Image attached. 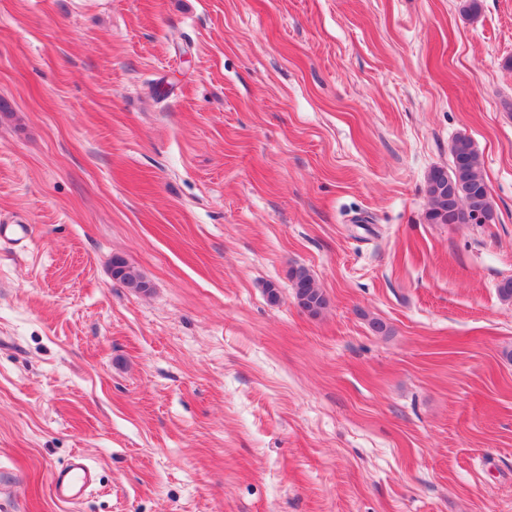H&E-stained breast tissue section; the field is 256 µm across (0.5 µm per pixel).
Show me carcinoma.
<instances>
[{"instance_id": "cac0c4a2", "label": "carcinoma", "mask_w": 512, "mask_h": 512, "mask_svg": "<svg viewBox=\"0 0 512 512\" xmlns=\"http://www.w3.org/2000/svg\"><path fill=\"white\" fill-rule=\"evenodd\" d=\"M450 152V168L437 166L427 174L426 221L430 224H453L458 213L467 210L484 218L487 224L494 223V203L472 140L465 135L457 136L451 144ZM112 276L129 288L148 291V283L142 275L120 257L112 259ZM291 281L295 298L301 308L317 315L327 307L325 294L315 286L306 268L292 270Z\"/></svg>"}]
</instances>
